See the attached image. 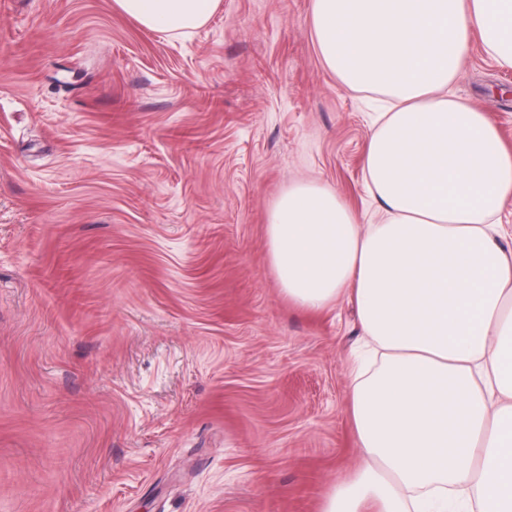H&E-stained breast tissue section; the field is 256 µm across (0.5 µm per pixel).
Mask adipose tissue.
Listing matches in <instances>:
<instances>
[{
    "instance_id": "ef3b65f1",
    "label": "adipose tissue",
    "mask_w": 512,
    "mask_h": 512,
    "mask_svg": "<svg viewBox=\"0 0 512 512\" xmlns=\"http://www.w3.org/2000/svg\"><path fill=\"white\" fill-rule=\"evenodd\" d=\"M183 34L220 0H114ZM326 66L387 98L363 163L381 217L292 184L266 239L282 294L307 311L348 297L365 355L351 387L361 464L321 512H512V248L499 215L512 151L450 94L473 38L512 68V0H313Z\"/></svg>"
}]
</instances>
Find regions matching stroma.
<instances>
[{"mask_svg":"<svg viewBox=\"0 0 512 512\" xmlns=\"http://www.w3.org/2000/svg\"><path fill=\"white\" fill-rule=\"evenodd\" d=\"M312 0H221L183 35L113 0H0V512H320L359 460L352 304L281 294L291 184L376 210V96ZM453 93L512 149V69Z\"/></svg>","mask_w":512,"mask_h":512,"instance_id":"1","label":"stroma"}]
</instances>
